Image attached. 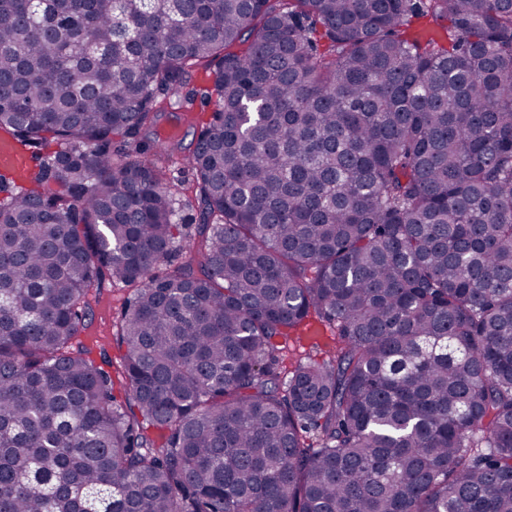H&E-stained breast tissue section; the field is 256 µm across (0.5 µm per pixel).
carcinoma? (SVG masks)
Listing matches in <instances>:
<instances>
[{
	"instance_id": "cac0c4a2",
	"label": "carcinoma",
	"mask_w": 512,
	"mask_h": 512,
	"mask_svg": "<svg viewBox=\"0 0 512 512\" xmlns=\"http://www.w3.org/2000/svg\"><path fill=\"white\" fill-rule=\"evenodd\" d=\"M209 61L160 276L175 144L112 138ZM0 130L64 145L0 202V512H512V0H0ZM105 278L136 414L77 341ZM448 22L444 20L434 21L430 17L415 21L409 30L411 34L421 38L424 42L432 37L438 42H444L447 34ZM152 133V131L149 132V130L143 129L140 130V132L133 138H123L121 136H117L114 138L112 143V153L114 152L116 154L117 151L121 152L123 151L122 149H126V151H130L132 155L131 157L152 156L158 149V139L155 138V135ZM138 148V153H136L135 151ZM334 334L333 328L315 321L303 332L290 333L288 339L282 343V366L291 370L299 362L325 358L336 346Z\"/></svg>"
}]
</instances>
